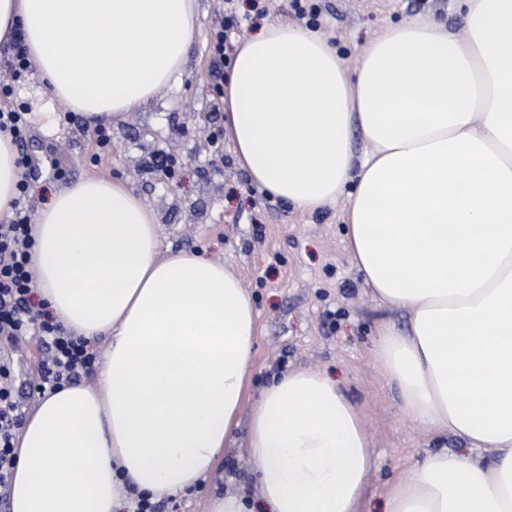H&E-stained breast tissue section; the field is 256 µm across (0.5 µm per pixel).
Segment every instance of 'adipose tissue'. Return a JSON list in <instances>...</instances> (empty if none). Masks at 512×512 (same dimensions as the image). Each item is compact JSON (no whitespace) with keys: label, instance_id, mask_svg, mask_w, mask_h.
<instances>
[{"label":"adipose tissue","instance_id":"obj_1","mask_svg":"<svg viewBox=\"0 0 512 512\" xmlns=\"http://www.w3.org/2000/svg\"><path fill=\"white\" fill-rule=\"evenodd\" d=\"M458 6L463 36L404 20L354 69L317 32L268 24L224 96L254 185L304 211L347 197L348 253L405 317L379 323L377 368L412 422L465 446L389 482L385 512H512V0ZM199 29L197 0H0V45L22 33L37 81L93 127L181 82ZM17 158L0 134V219ZM32 235L41 299L108 344L96 385H63L25 420L10 512H120L126 489L197 486L241 425L267 512H357L373 464L360 407L304 368L253 393L256 312L223 264L158 258L154 212L96 176L57 191Z\"/></svg>","mask_w":512,"mask_h":512}]
</instances>
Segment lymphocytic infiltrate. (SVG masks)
Returning a JSON list of instances; mask_svg holds the SVG:
<instances>
[{
  "label": "lymphocytic infiltrate",
  "instance_id": "1",
  "mask_svg": "<svg viewBox=\"0 0 512 512\" xmlns=\"http://www.w3.org/2000/svg\"><path fill=\"white\" fill-rule=\"evenodd\" d=\"M32 245L28 215L0 224V501L8 497L15 439L24 416L15 391L20 340H34L41 350L39 377L30 394L45 396L91 377L99 367L95 345L68 333L46 304L36 300L28 269Z\"/></svg>",
  "mask_w": 512,
  "mask_h": 512
}]
</instances>
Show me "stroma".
<instances>
[{"label": "stroma", "mask_w": 512, "mask_h": 512, "mask_svg": "<svg viewBox=\"0 0 512 512\" xmlns=\"http://www.w3.org/2000/svg\"><path fill=\"white\" fill-rule=\"evenodd\" d=\"M312 16L296 19L293 0H238L242 36L274 21L300 22L357 67L369 40L407 18L462 33L464 15L450 0H306ZM201 32L180 84L161 89L145 107L106 126L51 102L32 73L15 75L12 46L0 48V84L12 86L0 106L22 110L31 126L25 148L40 165L20 206L29 214L81 177L122 181L155 213L160 254L198 253L224 263L250 295L257 314L252 360L255 389L292 368L328 373L362 410L372 439L373 467L359 512H383L387 482L406 478L428 451L460 441L412 423L375 360L380 321L401 322L364 286L345 244V200L310 212L262 193L237 162L224 124L221 79L211 68L224 0H198ZM59 158L62 176L47 160ZM244 433H237L198 488L161 499L160 512H208L224 490L256 494Z\"/></svg>", "instance_id": "35a3bbf8"}]
</instances>
